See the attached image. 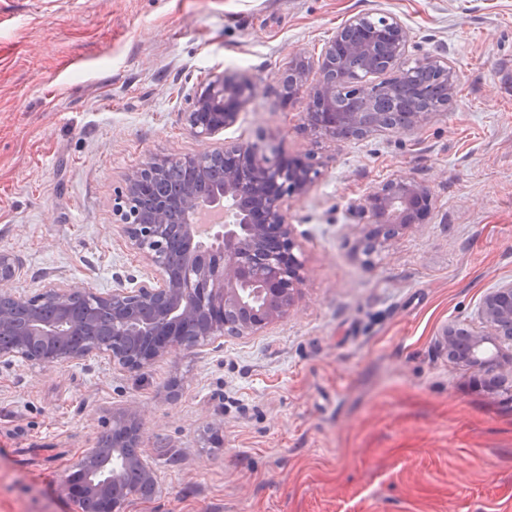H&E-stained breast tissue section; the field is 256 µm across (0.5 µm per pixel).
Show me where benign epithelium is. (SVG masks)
I'll use <instances>...</instances> for the list:
<instances>
[{"instance_id":"1","label":"benign epithelium","mask_w":512,"mask_h":512,"mask_svg":"<svg viewBox=\"0 0 512 512\" xmlns=\"http://www.w3.org/2000/svg\"><path fill=\"white\" fill-rule=\"evenodd\" d=\"M370 17L351 15L325 45L319 59L298 55L288 66L292 88L289 97L308 101L305 126L338 142L351 138L357 131L362 114L339 113L336 94L354 90L363 98L385 92L387 82L367 83L363 73L343 67L347 58L369 62L377 38L384 39L391 54L390 71L401 70L408 55L410 35L394 14L379 13L370 18L379 30L366 38L349 42L346 32L361 26ZM445 81L447 102L456 96L459 73L447 58L427 57ZM257 90L256 84L219 73L186 95L184 112L190 133L207 140L231 127L245 101ZM448 106L417 112L402 130L416 132L431 117L447 111ZM212 154L224 156V185L205 198L188 197L183 201L157 198L151 205L147 224L133 221V206L138 194L160 176L172 157L151 155L137 170L126 177L125 194L118 198L114 210L125 224V233L133 248L146 262L159 270L158 276L132 289L114 288L110 292L87 294L89 304L112 312L127 334L143 342L132 346L122 339L96 342L84 334V323L69 322L70 297L80 287L50 283L39 294L29 295L12 288L18 276L16 260L0 251V300H7L30 311L27 333L18 335L5 347L0 346V363L17 358L43 367L62 368L93 353L107 356L124 368L140 370L157 359L182 349L205 345L224 336L227 324L224 312L232 305L245 306L243 290L260 288L287 301L283 308L266 307L241 324L239 335H253L276 323L294 306L305 281L306 269L295 254L299 248L295 225L288 223L289 201L304 194L317 170H305L285 159L280 147L271 141L251 143L226 140L224 145L194 155L179 157L194 168ZM256 176L248 179L245 170ZM430 190L411 178L390 181L375 188L356 210L368 217L370 224H383L390 232L413 224V214L420 205L429 207ZM186 209L193 218L203 215L223 221L212 224L189 222L183 225L184 247L189 263L181 272L165 265L158 246L168 233L172 213ZM481 329L466 323L448 325L444 336L448 355L459 363L474 362V350L493 336L502 342L512 341V281L490 291L478 310ZM141 419L137 413L119 422L108 436L113 452L123 468L134 472L137 485L120 480L112 472H103L97 448H86L64 476L62 490L71 502V512H123L126 501L149 490L156 493L153 472L143 463L135 449L140 447Z\"/></svg>"}]
</instances>
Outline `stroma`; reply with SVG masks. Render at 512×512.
<instances>
[{
  "label": "stroma",
  "instance_id": "35a3bbf8",
  "mask_svg": "<svg viewBox=\"0 0 512 512\" xmlns=\"http://www.w3.org/2000/svg\"><path fill=\"white\" fill-rule=\"evenodd\" d=\"M408 61L449 58L455 101L418 132L332 141L279 80L355 13ZM257 82L224 137L319 171L290 202L307 278L278 323L131 370L98 355L0 366V512H70L59 487L129 411L153 499L126 512H512V364L451 361L448 323L512 281V0H0V250L17 288L152 277L114 212L151 154L210 149L184 120L208 75ZM410 177L432 205L380 241L350 207Z\"/></svg>",
  "mask_w": 512,
  "mask_h": 512
}]
</instances>
